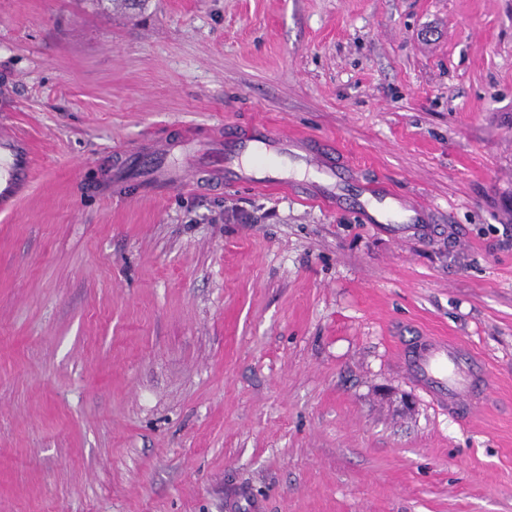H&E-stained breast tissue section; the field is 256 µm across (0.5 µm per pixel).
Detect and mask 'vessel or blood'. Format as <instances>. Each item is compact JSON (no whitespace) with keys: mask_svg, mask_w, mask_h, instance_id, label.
Masks as SVG:
<instances>
[{"mask_svg":"<svg viewBox=\"0 0 512 512\" xmlns=\"http://www.w3.org/2000/svg\"><path fill=\"white\" fill-rule=\"evenodd\" d=\"M192 136L178 140L144 138L121 146L125 164L147 173L142 195L156 196L172 188L186 186V172L174 165L176 156L186 152ZM306 136L268 132L261 138L240 137L227 145L221 135L210 140L215 180L245 185L254 190L273 192L284 189V182L270 176V169L281 160L304 163L309 171L332 178L323 159L306 149ZM33 174V150L26 136L8 125H0V211L12 210L26 195ZM409 377L417 382L442 408L468 421L481 413L487 400L477 391L481 380L472 352L462 343L437 336H426L404 354Z\"/></svg>","mask_w":512,"mask_h":512,"instance_id":"1","label":"vessel or blood"}]
</instances>
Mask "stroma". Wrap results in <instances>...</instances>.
<instances>
[{"label":"stroma","instance_id":"stroma-1","mask_svg":"<svg viewBox=\"0 0 512 512\" xmlns=\"http://www.w3.org/2000/svg\"><path fill=\"white\" fill-rule=\"evenodd\" d=\"M0 512H512V0H0ZM300 131L260 193H95L124 143ZM494 378L464 425L398 343ZM33 174V150L26 136L0 125V211H10L26 195Z\"/></svg>","mask_w":512,"mask_h":512}]
</instances>
